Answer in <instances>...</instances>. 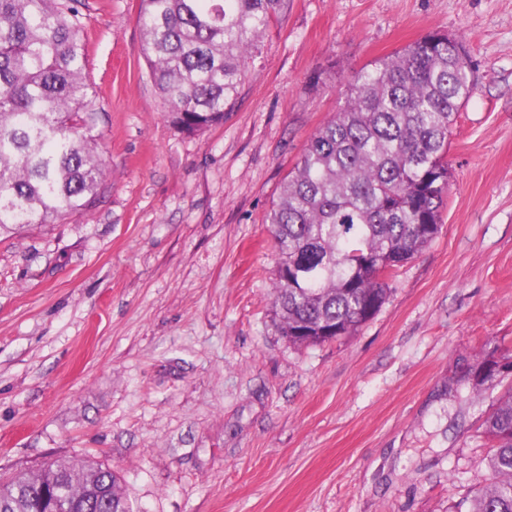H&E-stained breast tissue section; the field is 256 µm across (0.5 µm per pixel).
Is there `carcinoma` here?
<instances>
[{
  "instance_id": "cac0c4a2",
  "label": "carcinoma",
  "mask_w": 512,
  "mask_h": 512,
  "mask_svg": "<svg viewBox=\"0 0 512 512\" xmlns=\"http://www.w3.org/2000/svg\"><path fill=\"white\" fill-rule=\"evenodd\" d=\"M80 0H0V229L48 224L92 209L105 161L87 76ZM286 0H140L144 58L169 123L200 134L224 123L261 38ZM474 71L461 37L432 33L355 73L344 104L310 139L270 211L276 253L273 312L288 342L348 336L385 303L395 277L441 230L448 134ZM512 375L494 351L473 385ZM494 442L489 482L466 512H512V388L483 422ZM67 474L70 494L112 485L103 512H131L109 468L45 463L32 494ZM29 475L0 477V500Z\"/></svg>"
}]
</instances>
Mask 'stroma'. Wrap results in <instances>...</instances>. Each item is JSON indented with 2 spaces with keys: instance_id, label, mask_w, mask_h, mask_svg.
<instances>
[{
  "instance_id": "obj_1",
  "label": "stroma",
  "mask_w": 512,
  "mask_h": 512,
  "mask_svg": "<svg viewBox=\"0 0 512 512\" xmlns=\"http://www.w3.org/2000/svg\"><path fill=\"white\" fill-rule=\"evenodd\" d=\"M140 0H82L95 206L0 233V473L110 467L134 512H457L488 478L468 382L512 349V0H287L224 122L164 116ZM440 31L475 75L436 239L353 335L276 330L267 215L352 76Z\"/></svg>"
}]
</instances>
